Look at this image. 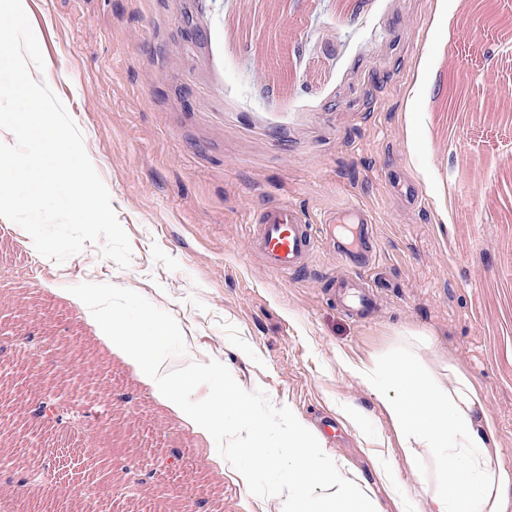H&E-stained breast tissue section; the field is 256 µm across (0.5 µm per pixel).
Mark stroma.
<instances>
[{"label": "stroma", "instance_id": "obj_1", "mask_svg": "<svg viewBox=\"0 0 512 512\" xmlns=\"http://www.w3.org/2000/svg\"><path fill=\"white\" fill-rule=\"evenodd\" d=\"M300 28L287 96L266 93V21ZM44 81L80 128L132 245L128 267L86 243L47 259L0 220V454L48 469L44 483L0 479V512H80L84 496L112 512H257L276 469L242 484L202 433L71 294L83 282L139 292L178 322L181 367L223 363L320 432L326 455L368 486L386 512L426 502V480L397 463L378 396L342 360L384 357L398 334H430L481 386L512 471V25L484 28L467 0H22ZM247 14L246 26L229 23ZM467 87L458 104L448 84ZM290 199L308 220L357 206L374 225L371 277L381 312L357 321L336 304L328 248L290 275L253 252L246 221ZM41 352L15 350L26 333ZM96 391L68 431L35 428L27 406L48 373ZM353 405L360 429L344 423ZM331 431H324L326 423ZM76 460L62 478L57 456ZM174 457L172 469L112 497L125 466Z\"/></svg>", "mask_w": 512, "mask_h": 512}]
</instances>
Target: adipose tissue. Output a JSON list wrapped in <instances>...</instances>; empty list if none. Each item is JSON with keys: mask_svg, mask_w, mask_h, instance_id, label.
I'll return each mask as SVG.
<instances>
[{"mask_svg": "<svg viewBox=\"0 0 512 512\" xmlns=\"http://www.w3.org/2000/svg\"><path fill=\"white\" fill-rule=\"evenodd\" d=\"M431 341L421 331H404L384 363L346 361L342 367L368 387L386 392L384 411L397 436L399 458L409 470L428 475L429 512H512V472L497 465L500 450L481 388L456 363L426 364ZM233 419L238 439L229 460L247 454L237 469L248 480L254 468H277L276 489L285 512L311 503L327 512L336 501L357 499V512H382L334 460L324 457L318 434L303 432L288 451L264 447L257 425L244 412V395L225 387L212 411L195 410L190 420L211 432Z\"/></svg>", "mask_w": 512, "mask_h": 512, "instance_id": "adipose-tissue-1", "label": "adipose tissue"}]
</instances>
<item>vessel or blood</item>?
<instances>
[{
  "label": "vessel or blood",
  "instance_id": "vessel-or-blood-1",
  "mask_svg": "<svg viewBox=\"0 0 512 512\" xmlns=\"http://www.w3.org/2000/svg\"><path fill=\"white\" fill-rule=\"evenodd\" d=\"M322 222L332 231L357 229L361 245L346 250L344 257L355 267L366 268L369 256L364 245L372 236L368 214L361 208L348 207L324 215ZM248 240L267 267L284 275L305 265L318 246L312 225L306 223L297 206L289 201L278 202L263 210L256 221L249 224ZM335 293L351 316H362L371 306L369 285L363 277L337 283Z\"/></svg>",
  "mask_w": 512,
  "mask_h": 512
}]
</instances>
